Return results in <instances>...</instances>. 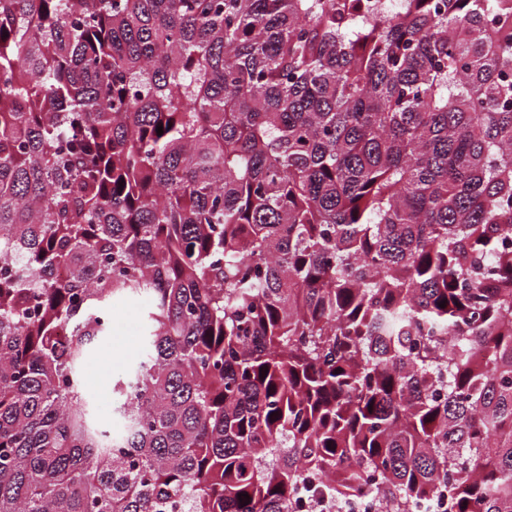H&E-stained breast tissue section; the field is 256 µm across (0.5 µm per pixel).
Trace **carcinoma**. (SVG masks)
Masks as SVG:
<instances>
[{"instance_id":"1","label":"carcinoma","mask_w":512,"mask_h":512,"mask_svg":"<svg viewBox=\"0 0 512 512\" xmlns=\"http://www.w3.org/2000/svg\"><path fill=\"white\" fill-rule=\"evenodd\" d=\"M511 236L512 0H0V512H512ZM146 297L118 302L112 311V326L107 337L93 350L87 361V384L97 400L99 410L108 417L111 410L112 379L136 363L143 350V314Z\"/></svg>"}]
</instances>
